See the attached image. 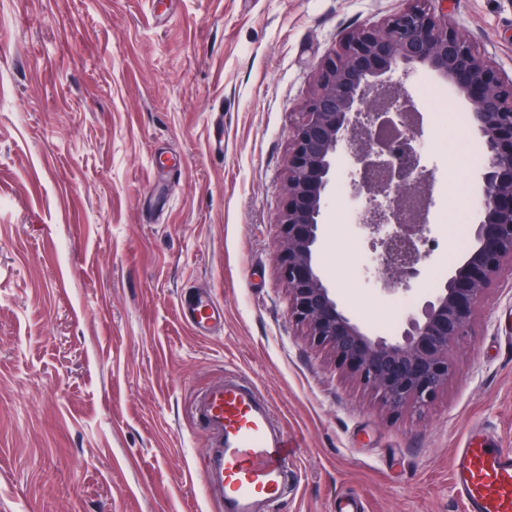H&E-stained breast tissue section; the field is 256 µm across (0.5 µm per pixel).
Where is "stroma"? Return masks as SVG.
<instances>
[{
  "label": "stroma",
  "instance_id": "stroma-1",
  "mask_svg": "<svg viewBox=\"0 0 512 512\" xmlns=\"http://www.w3.org/2000/svg\"><path fill=\"white\" fill-rule=\"evenodd\" d=\"M405 0H0V512H214L196 393L226 375L298 448L280 512H465L468 432L512 451V274L479 307L424 414L388 412L288 317L281 184L320 62ZM512 76V0H448ZM416 142L444 203L458 175L420 81ZM470 178V171L460 173ZM224 309L195 333L180 300Z\"/></svg>",
  "mask_w": 512,
  "mask_h": 512
}]
</instances>
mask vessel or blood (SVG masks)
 I'll return each instance as SVG.
<instances>
[{
  "instance_id": "1",
  "label": "vessel or blood",
  "mask_w": 512,
  "mask_h": 512,
  "mask_svg": "<svg viewBox=\"0 0 512 512\" xmlns=\"http://www.w3.org/2000/svg\"><path fill=\"white\" fill-rule=\"evenodd\" d=\"M180 312L200 334L224 316L201 294L182 301ZM190 418L209 439L203 472L218 512H277L291 480L285 460L293 443L270 402L252 383L230 377L195 397ZM451 484L465 512H512V454L472 437L454 456Z\"/></svg>"
}]
</instances>
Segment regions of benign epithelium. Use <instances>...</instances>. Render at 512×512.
<instances>
[{
  "label": "benign epithelium",
  "mask_w": 512,
  "mask_h": 512,
  "mask_svg": "<svg viewBox=\"0 0 512 512\" xmlns=\"http://www.w3.org/2000/svg\"><path fill=\"white\" fill-rule=\"evenodd\" d=\"M378 27L348 34L318 68V85L295 112L283 184L280 275L288 290V317L313 345L393 413L424 412L452 375L450 357L469 335L472 317L512 268V77L487 63L471 41L448 22V0H407ZM425 67L470 105L472 133L483 163L472 181L479 201L473 245L448 270L441 288L428 289L422 305L395 336L372 332L323 275L318 261L324 221L338 178L336 159L349 154L367 229L380 236V265L397 293L400 268L422 264L421 249L431 200V180L413 146L416 113L400 103L402 86ZM397 79H392L393 75ZM405 128L409 158L398 162L373 128Z\"/></svg>",
  "instance_id": "benign-epithelium-1"
}]
</instances>
